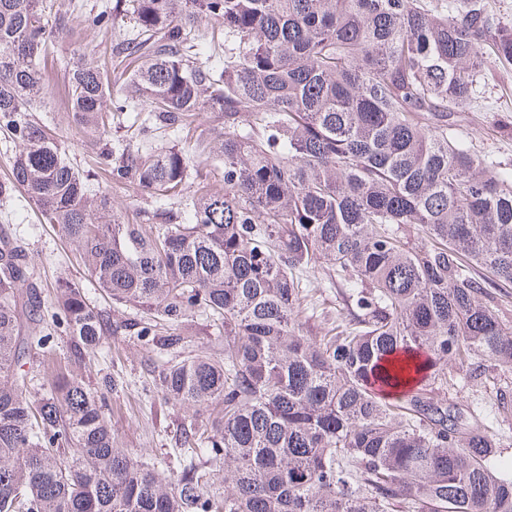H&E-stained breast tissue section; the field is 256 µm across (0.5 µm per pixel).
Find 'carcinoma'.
Wrapping results in <instances>:
<instances>
[{"label": "carcinoma", "instance_id": "carcinoma-1", "mask_svg": "<svg viewBox=\"0 0 512 512\" xmlns=\"http://www.w3.org/2000/svg\"><path fill=\"white\" fill-rule=\"evenodd\" d=\"M0 0V128L9 182L59 226L98 288L149 316L162 351L204 315L220 353L167 363L164 396L193 410L176 465L119 447L105 390L72 359L100 346L83 285L58 281L51 321L26 250L0 239V512H512L505 447L477 399L512 372V163L455 134L485 68L512 67V18L493 0H115L89 26L125 28L114 89L68 73L71 129L112 119L198 133L199 157L120 143L105 180L172 201L146 234L66 158L34 113L40 60L65 17ZM211 22V30L200 27ZM224 36V54L202 45ZM202 112L222 126L201 128ZM216 158L219 191L186 194ZM336 286V317L306 275ZM322 319L317 335L307 323ZM62 326L72 356L30 399L27 355Z\"/></svg>", "mask_w": 512, "mask_h": 512}]
</instances>
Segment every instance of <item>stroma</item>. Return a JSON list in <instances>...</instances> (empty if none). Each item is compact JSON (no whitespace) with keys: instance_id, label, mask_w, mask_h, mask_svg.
<instances>
[{"instance_id":"1","label":"stroma","mask_w":512,"mask_h":512,"mask_svg":"<svg viewBox=\"0 0 512 512\" xmlns=\"http://www.w3.org/2000/svg\"><path fill=\"white\" fill-rule=\"evenodd\" d=\"M73 2L55 0L58 12L69 16L70 21L48 45L46 96L38 102L37 114L47 117L52 131L62 136L70 162L83 170L96 150L108 149L123 139L128 121L114 120L109 136L95 147L69 128V69L85 58L111 66L117 38L116 32L101 31L73 18ZM484 91V100L475 111L466 113L460 134L472 150L497 161H512V137L495 131L499 123L512 120V71L488 66ZM0 232L20 239L27 247L37 265L43 298L52 297L57 276L83 283L89 301L104 315L106 332L99 348L83 354L80 372L91 387L111 385L112 431L120 447L165 467L175 440L189 425L192 413L165 400L158 391L155 380L164 359L129 327L130 322L139 320V311L114 303L97 288L84 272L74 248L57 227L43 222L24 194H17L10 204L0 205Z\"/></svg>"}]
</instances>
